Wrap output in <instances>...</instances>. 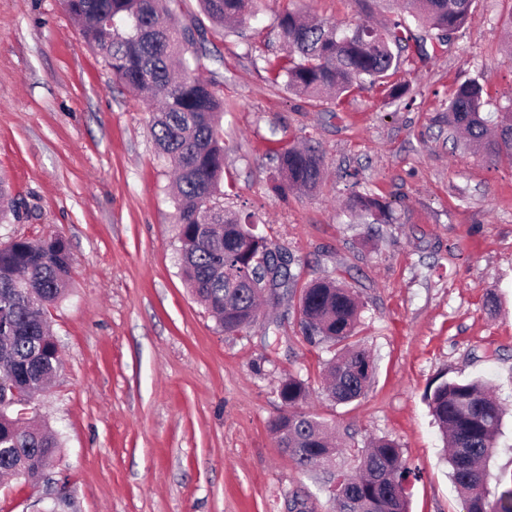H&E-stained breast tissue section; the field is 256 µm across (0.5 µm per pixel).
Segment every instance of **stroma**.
Returning a JSON list of instances; mask_svg holds the SVG:
<instances>
[{"instance_id": "1", "label": "stroma", "mask_w": 512, "mask_h": 512, "mask_svg": "<svg viewBox=\"0 0 512 512\" xmlns=\"http://www.w3.org/2000/svg\"><path fill=\"white\" fill-rule=\"evenodd\" d=\"M174 20L199 22L203 79L224 100V206L251 214L296 280L227 334L191 294L179 265L172 168L149 131L152 108L84 41L62 0H0V178L18 213L0 242L62 238L74 260L49 310L61 366L29 416L58 435L46 477L0 478V512H288L292 493L336 512L322 474L301 472L268 429L280 380L303 379V404L343 448L394 441L412 469L410 512H462L426 396L479 379L503 403L490 492L512 476V164L480 161L433 120L464 81L484 109L512 103V0H473L471 18L440 44L413 26L415 48L386 85L362 82L340 101L273 83L284 54L273 22L285 9L352 28L392 21V0H261L255 17L218 32L199 0ZM406 84L403 98L388 96ZM308 137L325 163L312 192L279 197L272 150ZM359 190L389 202L390 224H355ZM342 277L361 304L357 339L373 360L363 396L328 400L331 344H308L303 289Z\"/></svg>"}]
</instances>
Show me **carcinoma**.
Returning a JSON list of instances; mask_svg holds the SVG:
<instances>
[{
	"label": "carcinoma",
	"instance_id": "cac0c4a2",
	"mask_svg": "<svg viewBox=\"0 0 512 512\" xmlns=\"http://www.w3.org/2000/svg\"><path fill=\"white\" fill-rule=\"evenodd\" d=\"M174 0H64L88 46L99 54L126 87L147 102L157 98L151 134L160 154L177 173V224L185 280L218 319L226 333H238L257 312L261 287L286 288L296 275L290 261L272 251L264 262L252 259L258 246L246 240L241 219L224 209V142L220 121L224 104L197 72L207 50L196 25L171 22ZM204 14L222 28L243 23L257 0H200ZM410 16L444 40L466 22L472 0H403ZM285 55L270 68L273 80L286 77L298 94L341 97L368 80L383 82L399 69L401 53L412 39L410 28L394 21L382 28L339 29L307 20L301 11L275 15ZM483 85L470 79L448 98V135L462 130L467 145L482 159L512 162V106L496 115L482 112ZM283 199L295 189L311 190L322 178L323 160L310 141L273 150ZM349 215L362 224L392 219L390 205L353 191ZM74 259L60 238L38 242H0V476L33 485L50 465L59 442L33 418L21 423L19 396L39 393L56 373L59 348L48 328L49 308L64 296ZM237 267L240 280H224V266ZM301 328L311 345L330 342L338 353L327 366V396L346 404L364 395L373 362L368 351L350 343L360 303L335 280H315L300 299ZM288 417L277 416L269 430L283 452L304 471L323 473L333 486L339 512H408L403 483L410 474L402 451L379 439L356 456L351 471L336 467L343 449L333 446L328 428L298 410L308 396L304 380H281ZM434 423L449 441L451 478L463 500V512H512V479L490 495L486 461L502 434L503 410L480 380L444 381L427 396Z\"/></svg>",
	"mask_w": 512,
	"mask_h": 512
}]
</instances>
